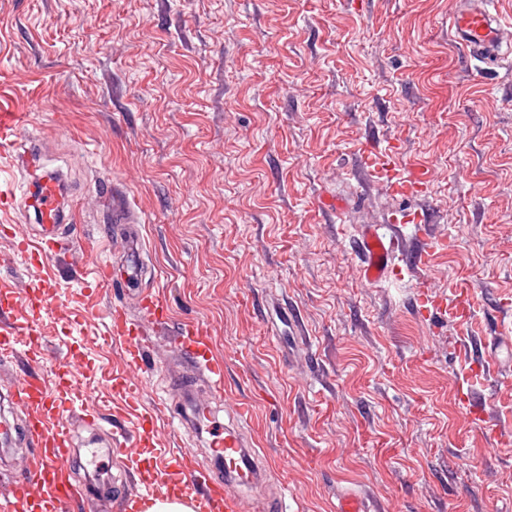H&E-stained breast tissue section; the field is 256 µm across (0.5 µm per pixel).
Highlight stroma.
<instances>
[{
    "label": "stroma",
    "instance_id": "stroma-1",
    "mask_svg": "<svg viewBox=\"0 0 512 512\" xmlns=\"http://www.w3.org/2000/svg\"><path fill=\"white\" fill-rule=\"evenodd\" d=\"M451 0H0V108L30 112L29 139L66 184L76 225L71 259L41 266L15 248L41 233L23 202L0 209V287L14 289L15 324L29 286L47 277L35 325L40 369L79 365L76 406L105 429L78 428L77 481L87 451L110 432L135 435L158 413L179 365L167 335L150 333L154 368L136 413L113 390L125 371L107 341L108 311L135 301L88 284L116 260L112 184L141 222L174 324L200 322L224 362L227 408L243 407L252 443L273 468L255 490L288 488V512H332L361 490L381 512H512V55L485 68L448 34ZM402 147L429 167L426 194L404 198L359 167L366 144ZM345 201L325 211V195ZM402 253L418 265L391 283L361 273L360 229L401 210ZM450 237L426 251L427 240ZM474 290L475 318L423 317L416 285ZM298 317L296 336L290 317ZM486 367L472 388L487 413L469 423L458 403L467 359ZM25 361L0 363V490L19 475L11 401ZM204 447L195 429L159 424L153 447L113 453L111 474L135 469L111 498L156 486L152 448Z\"/></svg>",
    "mask_w": 512,
    "mask_h": 512
}]
</instances>
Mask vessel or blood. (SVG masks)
<instances>
[{"label": "vessel or blood", "instance_id": "obj_1", "mask_svg": "<svg viewBox=\"0 0 512 512\" xmlns=\"http://www.w3.org/2000/svg\"><path fill=\"white\" fill-rule=\"evenodd\" d=\"M493 2L453 0L448 31L454 42L472 58L495 60L504 40L505 24ZM30 123L29 113L0 110V148L19 149ZM376 174L387 180L393 192L404 197L418 195L429 183L426 169L416 164H402L393 149L382 155ZM19 196L44 228L38 241L22 242L21 253L42 264L53 261L58 253V231L67 221L59 176L47 172L33 176L31 183L21 185L19 191H0V207L13 206ZM111 203L113 223H132V207L123 189H113ZM426 221L421 211H401L391 218L388 230H381L376 224L368 226L359 240L364 279L379 284L400 277V268L392 262L398 248L397 235L404 225ZM127 244L129 260L121 279L126 290L136 291L144 320L129 321L123 307L116 305L108 313V332L127 366L139 370L147 357L145 327H168L171 316L160 291L143 290L138 286L145 264L140 235L129 236ZM417 297L424 317L450 316L465 321L472 316L468 289L453 288L448 293L435 295L421 288ZM173 339L176 351L206 375L212 392L223 395L224 363L214 356L207 329L199 324H186L174 331ZM43 354L40 336L20 334L10 324L0 325V360L21 357L33 368L32 373L17 381L12 393L26 415L25 437L31 448L26 463L28 479L13 484L8 496L0 497V512H68L72 504L86 501L94 493L89 485L75 483L63 465L71 446L72 422L77 417L68 403L80 389V372L75 368L63 369L54 384H47L34 371L42 362ZM245 421V414L240 411L224 426L208 429L212 452L226 466L224 476L215 477L197 469L187 449L173 457L156 456L155 468L168 473L165 494L190 499L194 512H241L239 488L262 481L272 470L265 458L253 449L244 430ZM335 512H376V509L370 500L351 490L337 497Z\"/></svg>", "mask_w": 512, "mask_h": 512}]
</instances>
